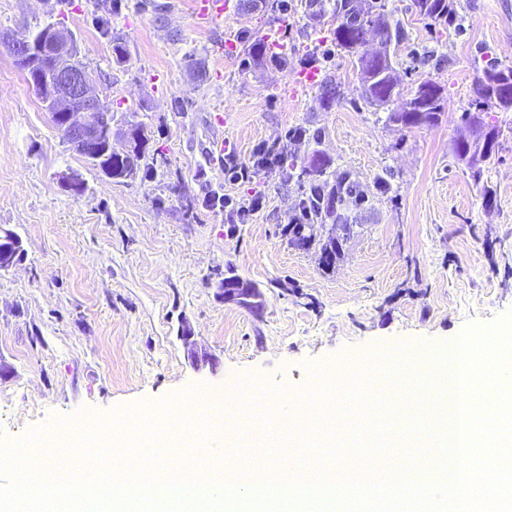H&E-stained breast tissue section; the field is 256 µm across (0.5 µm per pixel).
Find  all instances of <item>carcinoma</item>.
Wrapping results in <instances>:
<instances>
[{
  "label": "carcinoma",
  "mask_w": 512,
  "mask_h": 512,
  "mask_svg": "<svg viewBox=\"0 0 512 512\" xmlns=\"http://www.w3.org/2000/svg\"><path fill=\"white\" fill-rule=\"evenodd\" d=\"M417 13L429 18L439 25L458 26L462 16L456 9L454 0H414ZM317 5L318 12L336 20L333 30L336 46L357 55V64L361 72V99L368 107L379 108L386 105L392 96V86L386 76L382 75L381 63L368 64L366 56L360 54L358 47L365 42L367 29L365 24L373 18L381 23L380 31L389 42L400 45L407 39L403 26L390 20L386 10L385 0H368L367 17L356 13L352 0H309V5ZM512 88V68L501 67L491 61L483 70V79L479 90L480 100L476 111L464 112L461 119L474 127L473 139L458 141L454 144L453 153L456 159L468 166L475 167L491 159L499 153V131L496 127L485 122L482 112L493 106L501 107L502 93ZM441 88L431 80L421 82L413 98L407 103L402 112H389L386 122L400 125L404 128L418 127L439 120L442 112ZM145 159V148H140L136 161L129 165L112 161L114 177L117 180H127L135 177ZM298 188L301 194L307 196L308 206L305 207V224L288 225L289 241L303 239V228L323 225L327 220L334 224L348 223V217L342 205L369 207L375 199V193L368 192L353 180L347 170L338 168L332 170L321 164L317 159L309 160L308 165L301 167L297 176Z\"/></svg>",
  "instance_id": "1"
}]
</instances>
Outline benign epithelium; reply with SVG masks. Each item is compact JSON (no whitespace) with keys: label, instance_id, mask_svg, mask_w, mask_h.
<instances>
[{"label":"benign epithelium","instance_id":"1","mask_svg":"<svg viewBox=\"0 0 512 512\" xmlns=\"http://www.w3.org/2000/svg\"><path fill=\"white\" fill-rule=\"evenodd\" d=\"M20 59H32L28 82L42 98L50 120L70 148L95 166L105 177L112 178V171L101 167V149H112V137L120 136L126 142L121 156L134 159L137 144L145 132L132 125L117 133L106 122L101 112L100 99L89 89L84 68L75 60L76 43L73 34L56 25H48L34 34L8 41ZM61 186L73 194H80L84 182L79 174L65 171L59 174ZM224 301L240 306L259 308V291L241 278L232 275L224 278Z\"/></svg>","mask_w":512,"mask_h":512}]
</instances>
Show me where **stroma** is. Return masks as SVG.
Wrapping results in <instances>:
<instances>
[{
  "mask_svg": "<svg viewBox=\"0 0 512 512\" xmlns=\"http://www.w3.org/2000/svg\"><path fill=\"white\" fill-rule=\"evenodd\" d=\"M459 2L455 30L419 16L413 0H386L409 39L394 57L398 86L375 110L360 98L355 56L334 44L332 19L313 23L305 0L275 15L230 0L223 29L208 31L193 23V0H0V229L25 250L0 272V442L189 389L296 391L373 351L446 350L468 326L511 313L512 110L485 114L501 149L480 172L457 162L453 145L468 133L460 115L473 109L487 59L512 67V0ZM50 23L74 34L115 127L128 118L146 127L149 173L107 179L62 140L6 45ZM272 26L287 65L273 63L269 46L265 60L248 53ZM226 30L237 52L221 60L214 45ZM116 37L126 48L118 63ZM313 53L319 75L340 86L327 107L316 88L281 93ZM428 79L442 89L439 120L385 123ZM299 126L316 139L287 138ZM217 140L245 163L258 143L276 145L283 164L227 185ZM315 155L367 189L389 170L393 187L350 227L317 228L340 243L328 268L317 248L283 233L302 199L286 164ZM66 170L83 178V194L61 187ZM210 191L265 203L248 223L228 224L204 206ZM228 271L259 290V309L225 302ZM185 328L208 363L187 359Z\"/></svg>",
  "mask_w": 512,
  "mask_h": 512,
  "instance_id": "35a3bbf8",
  "label": "stroma"
}]
</instances>
